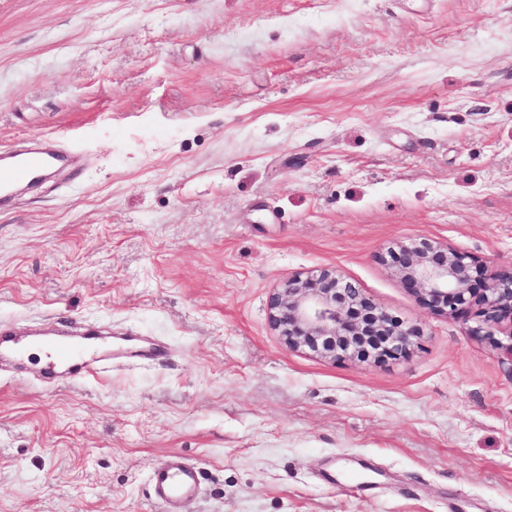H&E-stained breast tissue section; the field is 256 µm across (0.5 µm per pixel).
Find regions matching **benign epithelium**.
I'll list each match as a JSON object with an SVG mask.
<instances>
[{"label":"benign epithelium","instance_id":"1","mask_svg":"<svg viewBox=\"0 0 512 512\" xmlns=\"http://www.w3.org/2000/svg\"><path fill=\"white\" fill-rule=\"evenodd\" d=\"M392 274L430 311L448 319H464L477 307L472 328L498 345L492 329L512 320V263L497 268L481 282L474 261L430 238L400 242L378 256ZM269 325L290 350L337 360L356 345L377 343L378 361L396 360L412 350L421 335L377 307L357 284L324 268L312 277L290 278L268 300Z\"/></svg>","mask_w":512,"mask_h":512}]
</instances>
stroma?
Segmentation results:
<instances>
[{
  "mask_svg": "<svg viewBox=\"0 0 512 512\" xmlns=\"http://www.w3.org/2000/svg\"><path fill=\"white\" fill-rule=\"evenodd\" d=\"M44 139L80 164L0 197V326L165 356L0 359V512H167L172 453L182 512H512V351L377 260L512 262V0H0V152ZM324 267L408 356L284 345L270 293ZM64 334L69 333L42 335L44 337L40 347L48 355L50 367L60 365L72 368L74 377H95L112 368V357L99 358L94 345H78L74 340L55 337ZM200 488L199 470L181 459L178 454L170 455L151 472L153 497L171 506L193 499Z\"/></svg>",
  "mask_w": 512,
  "mask_h": 512,
  "instance_id": "obj_1",
  "label": "stroma"
}]
</instances>
